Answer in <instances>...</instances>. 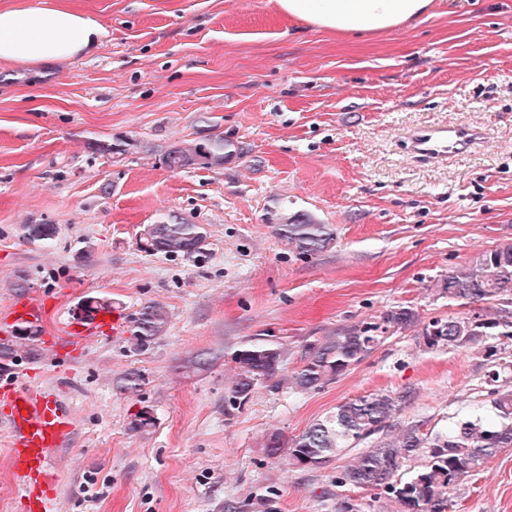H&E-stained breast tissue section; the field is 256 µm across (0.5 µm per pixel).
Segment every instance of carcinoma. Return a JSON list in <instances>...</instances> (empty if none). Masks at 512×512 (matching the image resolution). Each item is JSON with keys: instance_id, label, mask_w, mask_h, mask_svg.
Segmentation results:
<instances>
[{"instance_id": "1", "label": "carcinoma", "mask_w": 512, "mask_h": 512, "mask_svg": "<svg viewBox=\"0 0 512 512\" xmlns=\"http://www.w3.org/2000/svg\"><path fill=\"white\" fill-rule=\"evenodd\" d=\"M241 153L231 140L216 136L203 143H190L169 149L164 162L171 170L190 166L221 167ZM285 249L301 257H311L334 243L330 225L313 216L295 214L275 225ZM56 234L53 224H29L26 238L41 243ZM208 230L203 224L160 221L149 224L139 236L140 251L152 256L200 255L207 246ZM440 294L467 305L493 300L495 305L470 317L434 318L422 329L423 343L429 349L458 348L501 338L512 340V243L477 254L469 264L438 280ZM169 316L165 307L149 302L129 321L127 351H147L166 331ZM418 323V315L408 307H397L380 316L378 322L354 324L304 346L302 365L284 374L286 352L272 338H257L243 344L232 355L236 374L224 393L227 416L248 402L259 386L270 391L288 387L296 392L319 390L335 382L352 366L371 353L382 334L389 329H407ZM15 340L0 339V361L12 364L18 349L38 335L33 324L11 332ZM500 373L488 375L491 413H473L456 421L447 432L422 433L417 424H407L397 435L392 422L411 398L407 392H375L349 399L336 411L313 423L300 435L285 442L273 432L264 448L269 456L288 450V458L298 467L320 468L347 449L374 436L376 441L355 456L336 475V483L374 489L386 495L394 512H446L448 491L466 474L482 468L504 448H512V388L498 384ZM146 382L138 370L125 372L116 380L120 393H136ZM153 409L142 407L129 422L134 432H147L155 426ZM422 456L425 462L413 477L403 479V463Z\"/></svg>"}]
</instances>
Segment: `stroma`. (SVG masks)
Segmentation results:
<instances>
[{"instance_id":"obj_1","label":"stroma","mask_w":512,"mask_h":512,"mask_svg":"<svg viewBox=\"0 0 512 512\" xmlns=\"http://www.w3.org/2000/svg\"><path fill=\"white\" fill-rule=\"evenodd\" d=\"M70 3L108 32L95 54L0 61V317L20 298L46 303L40 335L0 385L21 375L69 401L49 512H224L269 487L275 512H390L377 491L336 485L348 456L302 469L267 456L262 439L294 438L378 391H413L395 423L425 433L485 403L483 347L430 350L419 327L481 311L435 283L512 242V0H442L418 25L369 39L312 30L269 0ZM461 123L481 133L464 154L429 162L406 146L416 130ZM217 135L241 155L165 166L171 146ZM296 213L332 225V247L286 251L275 226ZM174 217L206 226V251L141 252L146 225ZM29 224L57 233L32 244ZM88 296L129 316L161 303L167 331L140 355L120 335L72 348L60 337ZM397 306L418 327L388 331L335 382L260 386L225 416L241 345L275 336L292 372L306 343ZM131 369L145 385L117 392ZM145 405L155 427L130 431ZM450 499L448 512H512V448Z\"/></svg>"}]
</instances>
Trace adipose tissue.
<instances>
[{"label": "adipose tissue", "mask_w": 512, "mask_h": 512, "mask_svg": "<svg viewBox=\"0 0 512 512\" xmlns=\"http://www.w3.org/2000/svg\"><path fill=\"white\" fill-rule=\"evenodd\" d=\"M279 14L339 37H375L413 26L434 0H274ZM106 31L67 0L0 6V61L39 65L96 51Z\"/></svg>", "instance_id": "obj_1"}]
</instances>
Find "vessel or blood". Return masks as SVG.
<instances>
[{
    "label": "vessel or blood",
    "instance_id": "obj_1",
    "mask_svg": "<svg viewBox=\"0 0 512 512\" xmlns=\"http://www.w3.org/2000/svg\"><path fill=\"white\" fill-rule=\"evenodd\" d=\"M477 137V131L459 124L418 130L411 135L409 144L411 151L420 158L441 160L467 150ZM10 313L16 322L37 323L45 316L46 304L30 299L13 304ZM125 326L123 314L107 307L92 319L67 325L64 340L70 346L81 347L107 333L120 335ZM0 400L9 408L0 418V425L10 434L16 481L28 494L30 512H48L47 499L37 494L36 489L53 480V452L68 439L70 408L57 394L36 393L13 382L0 387Z\"/></svg>",
    "mask_w": 512,
    "mask_h": 512
}]
</instances>
